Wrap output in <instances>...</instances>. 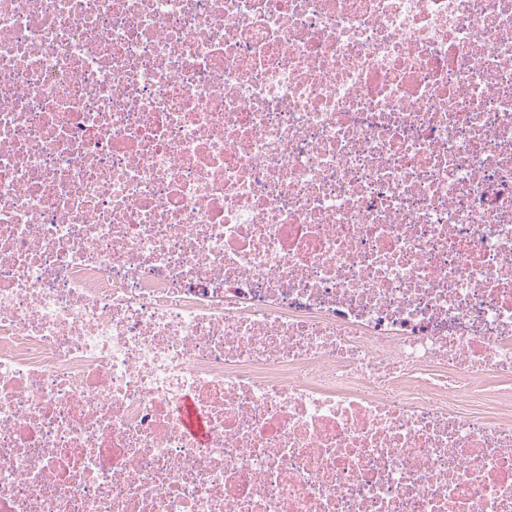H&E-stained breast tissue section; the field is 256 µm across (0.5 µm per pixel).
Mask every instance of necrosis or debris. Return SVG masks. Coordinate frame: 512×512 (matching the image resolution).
Wrapping results in <instances>:
<instances>
[{
	"instance_id": "obj_1",
	"label": "necrosis or debris",
	"mask_w": 512,
	"mask_h": 512,
	"mask_svg": "<svg viewBox=\"0 0 512 512\" xmlns=\"http://www.w3.org/2000/svg\"><path fill=\"white\" fill-rule=\"evenodd\" d=\"M0 512H512V0H0Z\"/></svg>"
}]
</instances>
